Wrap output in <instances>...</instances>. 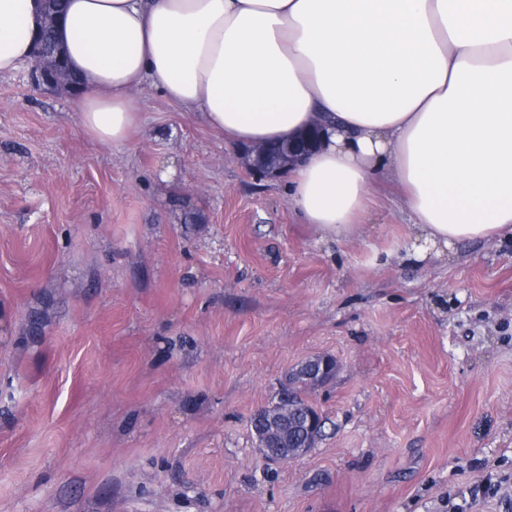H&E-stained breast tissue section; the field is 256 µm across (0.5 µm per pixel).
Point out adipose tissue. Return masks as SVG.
<instances>
[{
    "instance_id": "obj_1",
    "label": "adipose tissue",
    "mask_w": 512,
    "mask_h": 512,
    "mask_svg": "<svg viewBox=\"0 0 512 512\" xmlns=\"http://www.w3.org/2000/svg\"><path fill=\"white\" fill-rule=\"evenodd\" d=\"M41 0H0V75L29 60ZM85 132L119 144L161 90L227 144L321 147L288 195L324 236L353 235L395 182L423 261L512 235V0H66L57 30Z\"/></svg>"
}]
</instances>
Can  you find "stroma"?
I'll list each match as a JSON object with an SVG mask.
<instances>
[{
    "label": "stroma",
    "mask_w": 512,
    "mask_h": 512,
    "mask_svg": "<svg viewBox=\"0 0 512 512\" xmlns=\"http://www.w3.org/2000/svg\"><path fill=\"white\" fill-rule=\"evenodd\" d=\"M0 76V512H512V238L401 258L393 185L360 233L153 87L88 137L67 89ZM329 355L326 419L272 464L251 434ZM338 370L336 360L328 355H318L306 358L302 363L292 369L286 378V385H288V399L285 395H282L284 403L288 407L291 405V397L289 395L292 383L299 373L304 374V377L311 381L316 386H323L330 382L335 376Z\"/></svg>",
    "instance_id": "obj_1"
}]
</instances>
